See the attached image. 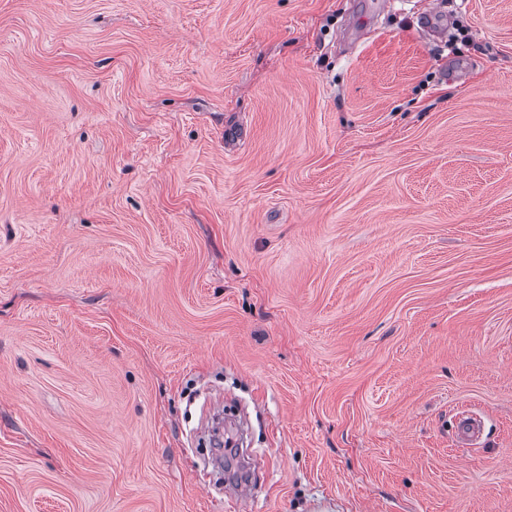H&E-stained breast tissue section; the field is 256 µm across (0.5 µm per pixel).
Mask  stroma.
<instances>
[{"mask_svg": "<svg viewBox=\"0 0 512 512\" xmlns=\"http://www.w3.org/2000/svg\"><path fill=\"white\" fill-rule=\"evenodd\" d=\"M0 512H512V0H0ZM456 431L461 441L474 444L483 437L484 423L478 417H461L458 419Z\"/></svg>", "mask_w": 512, "mask_h": 512, "instance_id": "1", "label": "stroma"}]
</instances>
